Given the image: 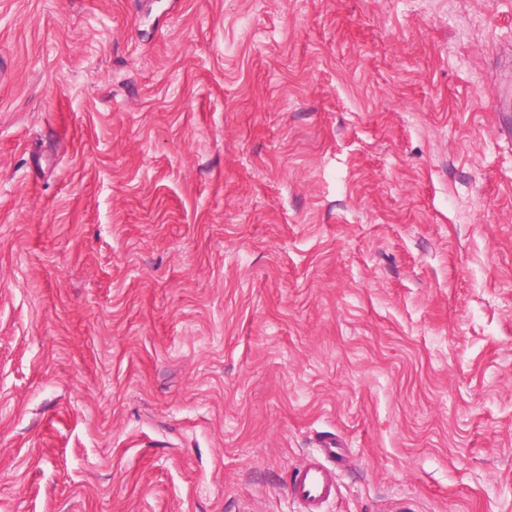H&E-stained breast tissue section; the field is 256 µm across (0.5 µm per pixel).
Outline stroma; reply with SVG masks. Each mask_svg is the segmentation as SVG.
Returning <instances> with one entry per match:
<instances>
[{
	"mask_svg": "<svg viewBox=\"0 0 512 512\" xmlns=\"http://www.w3.org/2000/svg\"><path fill=\"white\" fill-rule=\"evenodd\" d=\"M512 512V0H0V512ZM321 455L304 461L290 475L288 492L299 512H324L325 505L336 496V469L343 464L340 444L324 439Z\"/></svg>",
	"mask_w": 512,
	"mask_h": 512,
	"instance_id": "1",
	"label": "stroma"
}]
</instances>
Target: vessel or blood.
Listing matches in <instances>:
<instances>
[{
    "instance_id": "1",
    "label": "vessel or blood",
    "mask_w": 512,
    "mask_h": 512,
    "mask_svg": "<svg viewBox=\"0 0 512 512\" xmlns=\"http://www.w3.org/2000/svg\"><path fill=\"white\" fill-rule=\"evenodd\" d=\"M342 463L339 443L323 440L321 453L304 461L290 475L288 492L299 512H324L336 495V469Z\"/></svg>"
}]
</instances>
